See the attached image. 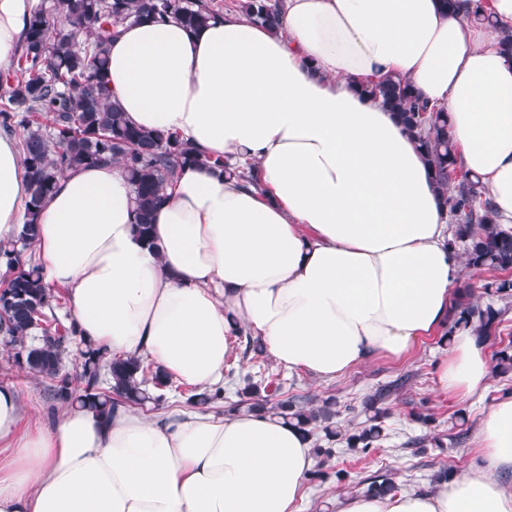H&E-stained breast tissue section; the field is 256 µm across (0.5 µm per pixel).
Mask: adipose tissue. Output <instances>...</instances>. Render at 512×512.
I'll return each instance as SVG.
<instances>
[{
	"mask_svg": "<svg viewBox=\"0 0 512 512\" xmlns=\"http://www.w3.org/2000/svg\"><path fill=\"white\" fill-rule=\"evenodd\" d=\"M39 2L0 0V74ZM473 7L285 0L276 30L242 13L195 30L174 18L121 27L105 80L128 122L256 165L261 184L184 169L147 245L120 165L63 172L33 248L80 338L208 390L242 332L327 381L442 329L459 285L451 217L415 136L360 85L404 77L443 107L461 166L511 224L512 56L495 43L512 0H488L494 30L470 23ZM26 200L16 142L0 137L1 245ZM488 375L484 343L459 327L439 388L464 400ZM23 414L19 389L0 385V512H293L316 466L297 428L259 412L66 407L47 428L23 427ZM477 446V464L432 491L354 494L337 512H512V399L485 413Z\"/></svg>",
	"mask_w": 512,
	"mask_h": 512,
	"instance_id": "adipose-tissue-1",
	"label": "adipose tissue"
}]
</instances>
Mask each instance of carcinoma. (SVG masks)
Segmentation results:
<instances>
[{
  "label": "carcinoma",
  "mask_w": 512,
  "mask_h": 512,
  "mask_svg": "<svg viewBox=\"0 0 512 512\" xmlns=\"http://www.w3.org/2000/svg\"><path fill=\"white\" fill-rule=\"evenodd\" d=\"M236 8L253 21L276 27L282 5L276 0H237ZM223 17L207 0H53L31 16L13 70L0 82V132L10 135L16 126L26 128L21 152L28 180L27 218L11 245L0 249L5 275L0 280V332L12 365L50 381V396L62 407L80 406L106 414L117 403L158 407L168 396L185 399L196 408L226 401L224 389L186 393L161 376L142 359L109 358L91 345L84 346L76 376L81 390L72 386L64 358L77 340L75 321L62 322L54 312L53 290L43 281L41 269L29 250L42 208L54 194L58 177L70 168L115 162L132 185L136 202V231L150 237L152 215L167 188L182 170L207 166L255 185L254 170L229 167L220 157L202 156L188 141L161 130H146L128 123L112 103L104 82L109 39L125 24L145 19L180 20L190 30ZM361 91L397 112L405 128L417 135L427 157L433 180L455 224L448 247L468 269L495 275L486 293L501 301L512 299V229L497 224L492 203L479 180L457 162L448 139V115L429 104L407 78H390ZM505 309L481 304L471 289L457 291L448 312L450 338L461 326L473 328L483 341L498 330ZM243 358L263 357L259 339L239 337ZM492 371L512 379V347L495 353ZM243 378L239 400L224 412L243 409L269 413L297 426L305 438L317 443L324 434L347 447L367 453L386 439L384 422L389 403L408 381L402 377L378 386L361 402L363 425L355 429L341 418L343 411L329 397L315 404L301 396L280 397L281 387L270 376L257 372ZM399 486L385 475L369 479L364 492L387 495Z\"/></svg>",
  "instance_id": "1"
}]
</instances>
